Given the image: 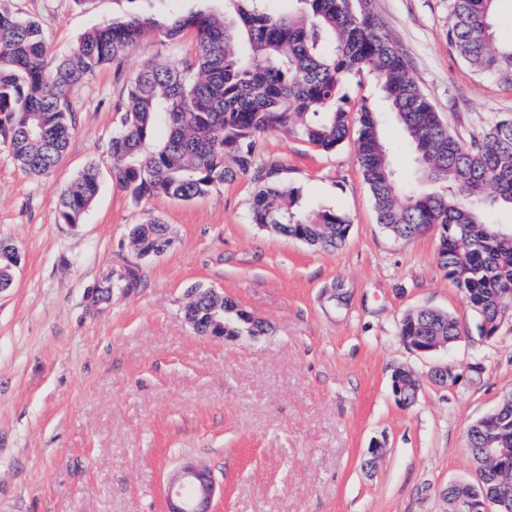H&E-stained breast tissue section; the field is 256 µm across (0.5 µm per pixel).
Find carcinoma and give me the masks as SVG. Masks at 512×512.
<instances>
[{"mask_svg":"<svg viewBox=\"0 0 512 512\" xmlns=\"http://www.w3.org/2000/svg\"><path fill=\"white\" fill-rule=\"evenodd\" d=\"M224 15L192 12L159 27L149 16L105 21L87 31L73 51L54 54L40 24L0 5V148L26 172L45 175L62 159L74 120L73 90L101 67L117 68L127 50L158 30L170 44L190 31L194 48L181 61L148 60L135 72L112 137V175L145 196L189 201L209 187L252 175L257 191L251 221L319 249L345 241L348 219L334 210L303 211L281 164L256 157L259 136L293 134L329 152L349 133L345 92L350 77L379 82L402 128L417 172L400 182L377 113L356 111L357 162L374 200L379 224L397 239L434 231L438 257L479 319V334L494 335L512 297V231L485 220L512 209V117L468 139L453 134L420 88L403 51L382 30L373 0H292L275 13L265 0H224ZM499 0H450L448 42L478 76L512 82V45L493 37ZM99 190L87 168L60 196L64 222L78 223ZM166 225L149 218L131 231L138 252L167 245ZM133 271L109 273L102 288L131 287ZM398 336L460 335L453 316L433 308L405 315ZM512 457V407L494 431L468 442L474 463L486 441Z\"/></svg>","mask_w":512,"mask_h":512,"instance_id":"obj_1","label":"carcinoma"}]
</instances>
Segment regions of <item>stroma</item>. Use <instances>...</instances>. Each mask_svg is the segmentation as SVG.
<instances>
[{"label":"stroma","instance_id":"1","mask_svg":"<svg viewBox=\"0 0 512 512\" xmlns=\"http://www.w3.org/2000/svg\"><path fill=\"white\" fill-rule=\"evenodd\" d=\"M8 5L36 20L59 55L115 18L224 10V0ZM374 7L451 131L465 136L512 115V84L475 75L449 45L448 0ZM193 47L188 33L177 46L149 34L123 69L105 66L75 90V131L50 173H26L0 149V239L21 252L12 287L0 290V512H161L185 462L221 487L213 512H448V483L473 474L470 426L512 394V309L493 338L480 336L435 235L399 240L379 224L353 134L329 153L279 132L258 142L304 205L349 220L336 249L252 224L248 175L189 201L134 199L112 178L116 107L143 62L176 63ZM346 92L352 109L379 113L395 169L413 174L377 79L353 76ZM92 164L97 197L80 223H65L61 192ZM149 214L169 226L172 243L159 256L130 242ZM125 266L135 268L136 286L94 302L103 277ZM198 285L264 322L265 334H197L184 307ZM422 307L451 314L461 339L432 356L408 349L397 327ZM439 364L460 380L434 382ZM399 368L420 381L408 407L391 390ZM377 442L383 449L365 468Z\"/></svg>","mask_w":512,"mask_h":512}]
</instances>
